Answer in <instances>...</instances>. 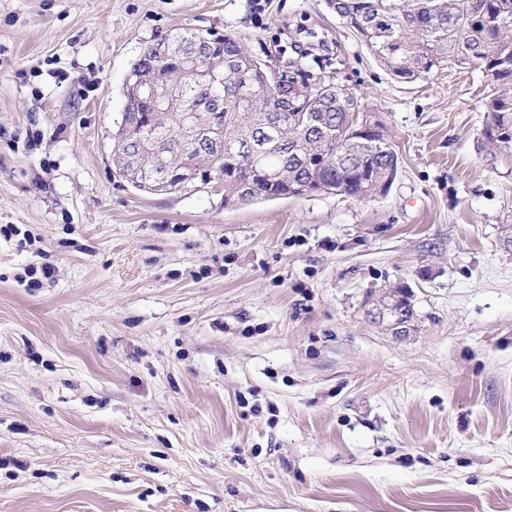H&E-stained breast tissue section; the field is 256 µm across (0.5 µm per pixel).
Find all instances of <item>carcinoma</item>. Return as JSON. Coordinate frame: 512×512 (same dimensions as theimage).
<instances>
[{
	"label": "carcinoma",
	"instance_id": "1",
	"mask_svg": "<svg viewBox=\"0 0 512 512\" xmlns=\"http://www.w3.org/2000/svg\"><path fill=\"white\" fill-rule=\"evenodd\" d=\"M361 43L395 79L429 73L446 57L458 66L481 70L493 93L484 101L485 146L495 155L512 154L501 138L512 140V0H329ZM376 18L375 26L366 20ZM131 72L151 77L169 96H154L135 82L126 87L139 99L130 113L133 127L114 137L112 161L134 168L133 179L159 192L163 166L139 163L156 157L171 165L196 163L205 184L224 185V201L278 199L311 181L362 200L396 175L398 153L384 126L373 140L345 137L340 129L357 104L331 80L314 84L294 62L299 91L280 109V89L231 34L185 29L147 44ZM254 138L262 146L258 161L235 159L236 142Z\"/></svg>",
	"mask_w": 512,
	"mask_h": 512
}]
</instances>
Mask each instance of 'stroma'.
I'll use <instances>...</instances> for the list:
<instances>
[{
	"instance_id": "obj_1",
	"label": "stroma",
	"mask_w": 512,
	"mask_h": 512,
	"mask_svg": "<svg viewBox=\"0 0 512 512\" xmlns=\"http://www.w3.org/2000/svg\"><path fill=\"white\" fill-rule=\"evenodd\" d=\"M299 27L390 134L386 196L120 176L147 43L230 33L281 70ZM489 90L448 63L396 81L327 0H0V512H512V157L483 146ZM402 286L399 336L372 301Z\"/></svg>"
}]
</instances>
